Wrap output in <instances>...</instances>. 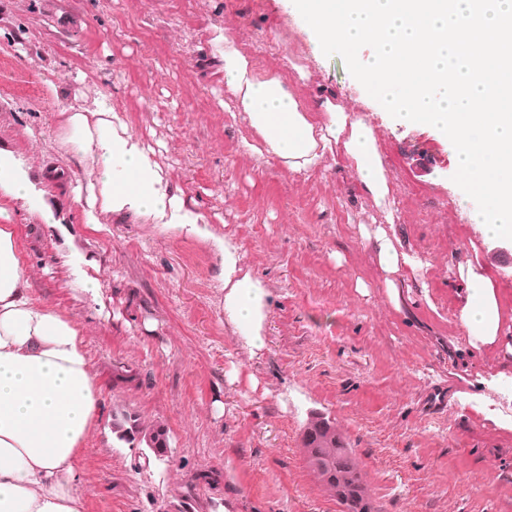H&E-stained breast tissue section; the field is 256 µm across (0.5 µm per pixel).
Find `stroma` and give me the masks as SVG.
<instances>
[{"mask_svg": "<svg viewBox=\"0 0 512 512\" xmlns=\"http://www.w3.org/2000/svg\"><path fill=\"white\" fill-rule=\"evenodd\" d=\"M227 31L301 98L368 115L393 220L342 166L291 175L240 154L252 130L220 108L230 92L210 64L211 38ZM0 68L14 79L0 86V149L56 216L45 224L17 206L19 246L36 295L82 327L100 391L78 460L84 512H340L301 453L315 413L353 448L378 512H512V412L504 427L473 411L502 410L501 388L487 382L503 370L468 352L450 281L460 260L493 264L511 327L512 245L480 243L447 140L393 124L284 0H0ZM48 70L71 104L93 108L109 94L172 186L242 246L274 293L258 357L224 325L204 243L132 219L93 228L45 178L50 167L83 177L59 148ZM363 224L430 264L402 308L387 298ZM86 276L99 277L98 294L82 290ZM123 413L164 424L168 460L136 468L138 447L112 431Z\"/></svg>", "mask_w": 512, "mask_h": 512, "instance_id": "obj_1", "label": "stroma"}]
</instances>
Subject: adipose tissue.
Returning <instances> with one entry per match:
<instances>
[{"label":"adipose tissue","mask_w":512,"mask_h":512,"mask_svg":"<svg viewBox=\"0 0 512 512\" xmlns=\"http://www.w3.org/2000/svg\"><path fill=\"white\" fill-rule=\"evenodd\" d=\"M218 73L233 94L227 112L245 116L252 139L241 149L257 163L277 162L289 174H312L343 153L362 192L377 206L393 201L367 116L349 114L324 100L303 105L275 76L260 73L225 37ZM42 82L53 99L64 135L60 143L86 170L75 185L54 174L58 188L81 207L86 224L102 216L133 218L202 240L219 259L224 283V322L250 356L266 347L272 293L243 267L241 246L216 235L193 199L174 192L155 151L109 104L89 110L63 102L55 74ZM32 184L14 157L0 151V512H83L78 492L83 476L75 465L101 414L83 332L56 307L37 299L30 264L17 244L11 206L30 201ZM372 241L386 273L387 297L399 304L401 290L422 278L427 264L398 251L381 234L361 229ZM464 293L459 323L468 345L479 352L512 355L505 340L497 272L478 261L451 269Z\"/></svg>","instance_id":"obj_1"}]
</instances>
